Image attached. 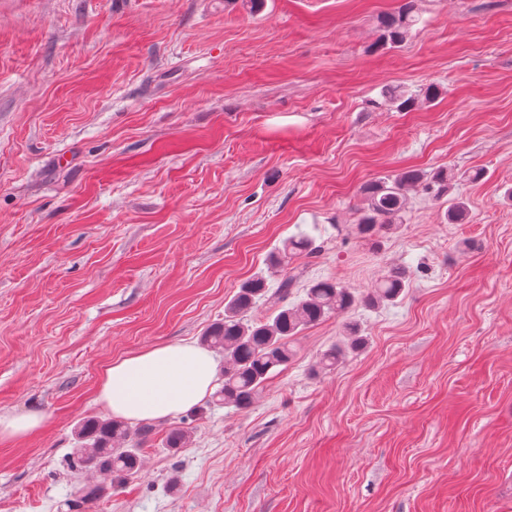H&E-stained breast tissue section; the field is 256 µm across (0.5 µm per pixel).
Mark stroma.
<instances>
[{"label": "stroma", "mask_w": 512, "mask_h": 512, "mask_svg": "<svg viewBox=\"0 0 512 512\" xmlns=\"http://www.w3.org/2000/svg\"><path fill=\"white\" fill-rule=\"evenodd\" d=\"M400 4L0 0V412L48 417L0 445V512H72L105 367L200 343L301 231L294 297L333 279L355 303L249 409L155 422L140 473L82 512H512V0H416L389 48ZM408 167L455 179L371 242L362 190ZM393 267L408 288L366 306ZM413 2L414 0L404 1L397 14L385 21L384 43L386 45L396 46L402 43L418 21ZM313 246V239L306 233H299L291 238H288L283 243L282 248L271 255L270 262L273 266L287 265L295 256L302 253H312L315 248Z\"/></svg>", "instance_id": "1"}]
</instances>
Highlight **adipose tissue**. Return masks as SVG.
Listing matches in <instances>:
<instances>
[{
	"mask_svg": "<svg viewBox=\"0 0 512 512\" xmlns=\"http://www.w3.org/2000/svg\"><path fill=\"white\" fill-rule=\"evenodd\" d=\"M215 374L213 354L196 344L150 347L105 368L98 400L124 420H164L203 401Z\"/></svg>",
	"mask_w": 512,
	"mask_h": 512,
	"instance_id": "ef3b65f1",
	"label": "adipose tissue"
}]
</instances>
